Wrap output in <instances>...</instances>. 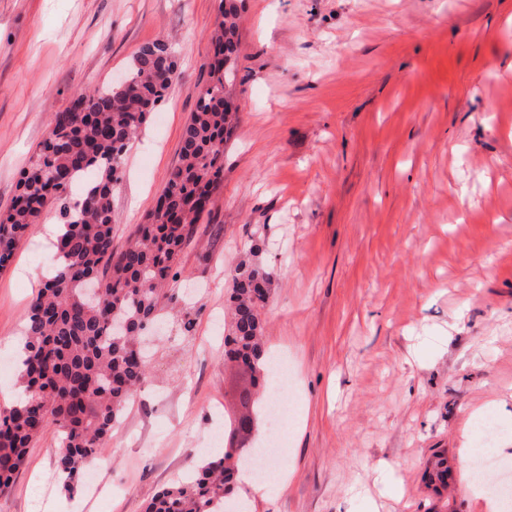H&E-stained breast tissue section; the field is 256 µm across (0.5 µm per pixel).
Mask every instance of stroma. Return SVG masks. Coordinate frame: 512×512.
Masks as SVG:
<instances>
[{
    "instance_id": "1",
    "label": "stroma",
    "mask_w": 512,
    "mask_h": 512,
    "mask_svg": "<svg viewBox=\"0 0 512 512\" xmlns=\"http://www.w3.org/2000/svg\"><path fill=\"white\" fill-rule=\"evenodd\" d=\"M220 0H0V215L53 112L122 75L139 49L175 56L167 98L112 186L125 246L178 160L209 82ZM224 178L179 255L183 301L151 377L97 464L102 512H142L214 455L249 375L224 359L229 273L261 234L272 273L265 347L288 361L298 420L281 427L286 487L247 512H485L460 460L462 425L512 410V0H244ZM50 209L0 271V353L19 339L53 248ZM197 314L192 338L178 335ZM47 430L0 512H32L54 469ZM447 456V487L426 470ZM490 413H495L503 417H508L512 412L506 410V405L496 402H491L485 407L472 412L463 428L462 432V458L467 460L473 446V436L477 425Z\"/></svg>"
}]
</instances>
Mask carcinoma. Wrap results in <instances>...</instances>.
<instances>
[{
  "instance_id": "cac0c4a2",
  "label": "carcinoma",
  "mask_w": 512,
  "mask_h": 512,
  "mask_svg": "<svg viewBox=\"0 0 512 512\" xmlns=\"http://www.w3.org/2000/svg\"><path fill=\"white\" fill-rule=\"evenodd\" d=\"M219 12L210 83L184 128L180 164L123 249L113 244L112 183L128 146L169 90L175 62L164 41L143 46L120 84L96 87L53 113L19 193L0 216V269L46 209H58L63 218L55 245L59 264L29 302L22 330L17 374L25 395L0 414L1 494L49 428L59 437L56 471L75 489L149 378L140 336L179 302L178 256L223 183L224 145L236 119L224 103L232 95L224 61L237 63L242 4L220 0ZM259 251L257 238L231 270L224 336V359L243 364L257 379L268 373L262 310L272 283L255 261ZM91 278L101 285L95 300ZM240 462L229 447L196 463L191 476L159 491L145 512H230ZM448 474V459L438 457L431 481L446 485Z\"/></svg>"
}]
</instances>
